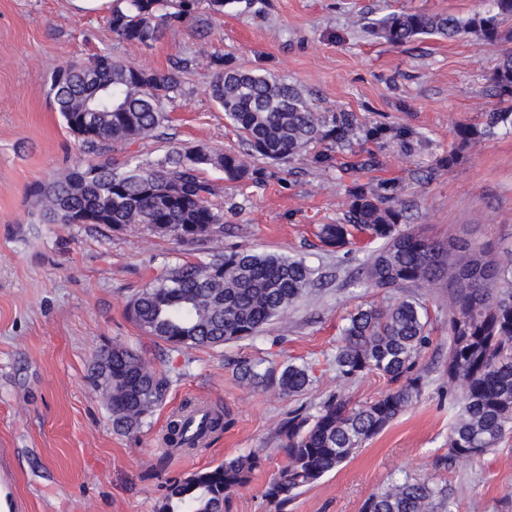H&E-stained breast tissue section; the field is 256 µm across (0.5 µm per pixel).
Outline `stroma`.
<instances>
[{
  "mask_svg": "<svg viewBox=\"0 0 512 512\" xmlns=\"http://www.w3.org/2000/svg\"><path fill=\"white\" fill-rule=\"evenodd\" d=\"M487 6L256 0L213 17L205 34L180 28L145 48L119 41L102 7L0 0V491L12 512H154L170 480L251 452L266 455V466L232 496L228 512H277L263 491L283 463L279 422L299 408L314 412L336 391L358 406L388 387L377 373L338 385L331 365L347 317L392 298L350 284L376 241L359 233L352 245L331 249L317 236L321 225L348 223L351 189L372 190L405 209L406 228L431 240L458 236L495 251L512 245V130L464 147L456 136L459 125L479 124L497 108L490 77L512 39L426 37L394 46L365 29L392 11L465 18ZM104 50L147 70L166 69L176 55L192 61L186 84L194 92L169 104L162 136L116 150V162L133 156L151 163L182 146L241 150L205 91L220 56L288 78L320 111L347 113L353 134L324 161L316 147L285 166L255 161V183L233 184L206 170L224 203V235L213 245H178L139 224L115 230L39 222L30 185L62 176L82 156L49 94L51 76L65 62ZM216 247L305 258L320 267L323 285L294 304L287 323L250 339L174 350L144 335L126 314L131 298L166 270L208 261ZM422 297L430 344L420 395L341 469L300 490L284 512H360L369 495L402 475L447 487L455 512H512V434L481 457L449 454L456 409L445 373L448 295ZM115 342L171 380L164 402L131 435L113 430L101 391L88 381L95 354ZM242 358L308 364L313 382L290 397L245 388L236 376ZM189 401L229 410L231 423L205 447L169 452L161 443L167 419Z\"/></svg>",
  "mask_w": 512,
  "mask_h": 512,
  "instance_id": "obj_1",
  "label": "stroma"
}]
</instances>
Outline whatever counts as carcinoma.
Segmentation results:
<instances>
[{
  "label": "carcinoma",
  "mask_w": 512,
  "mask_h": 512,
  "mask_svg": "<svg viewBox=\"0 0 512 512\" xmlns=\"http://www.w3.org/2000/svg\"><path fill=\"white\" fill-rule=\"evenodd\" d=\"M250 0H112L108 23L120 41L152 47L180 27L204 29L209 19ZM491 8L466 19L423 12L389 13L369 26L372 35L402 45L421 36L495 42L512 22V0H490ZM512 34V31L506 32ZM191 61L176 58L164 71L126 65L109 52L69 62L52 75L49 93L84 154L96 160L77 165L49 182L30 185L29 194L46 224H141L154 235L180 244L211 241L223 233L224 206L215 200L208 168L231 183L259 180L250 160L286 165L316 144L329 149L352 135L344 115L320 112L296 84L237 67H222L209 83L212 100L238 132L241 152L203 146L174 148L144 165L135 157L117 165L112 151L154 136L168 119L172 95L186 93L183 80ZM491 81L509 106L486 114L481 125L463 124L459 143L491 137L512 127V53L494 69ZM348 224H325L322 242L341 249L353 230L383 241L363 261L358 282L399 292L382 307L349 316L332 358L336 379L366 372L387 377L391 388L377 399L353 407L340 392L324 399L315 413L294 410L279 423L286 438L285 462L266 484L264 497L282 512L299 489L335 471L359 444L375 437L404 413L421 390L419 360L429 344L427 312L406 288L448 289V394L459 395L448 437L456 458H474L504 441L512 425V249L489 259L485 274L472 268L473 256L488 255L480 245L461 242L453 258L411 230H401L402 210L362 188L351 192ZM321 284L302 258L243 249L213 251L211 259L176 267L139 290L127 306L128 318L147 336L174 348H213L253 338L275 320L287 318L295 302ZM241 382L253 388L277 386L292 396L312 384L310 367L280 369L262 360L238 364ZM92 385L106 396L112 426L135 433L162 404L168 377L123 344L112 345V370L90 369ZM201 435L209 438L230 423L227 411L202 415ZM188 416L174 414L167 439L175 448L192 444L184 436ZM259 453L226 459L173 481L156 512H224L231 495L247 487L262 470ZM362 512H454L448 489L395 479L369 496Z\"/></svg>",
  "instance_id": "cac0c4a2"
}]
</instances>
